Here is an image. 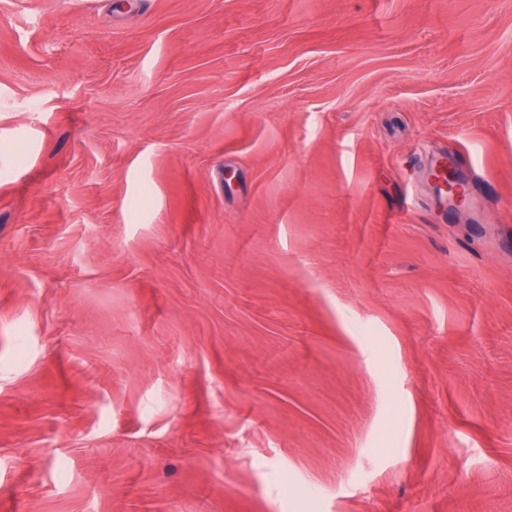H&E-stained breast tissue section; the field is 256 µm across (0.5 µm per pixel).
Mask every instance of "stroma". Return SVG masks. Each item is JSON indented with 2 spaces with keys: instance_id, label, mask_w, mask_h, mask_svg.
Segmentation results:
<instances>
[{
  "instance_id": "1",
  "label": "stroma",
  "mask_w": 512,
  "mask_h": 512,
  "mask_svg": "<svg viewBox=\"0 0 512 512\" xmlns=\"http://www.w3.org/2000/svg\"><path fill=\"white\" fill-rule=\"evenodd\" d=\"M0 512H512V0H0ZM432 176L436 188L440 193L444 191L448 194V200L451 199L456 203L463 201V197L459 192L461 178L453 167L439 165Z\"/></svg>"
}]
</instances>
